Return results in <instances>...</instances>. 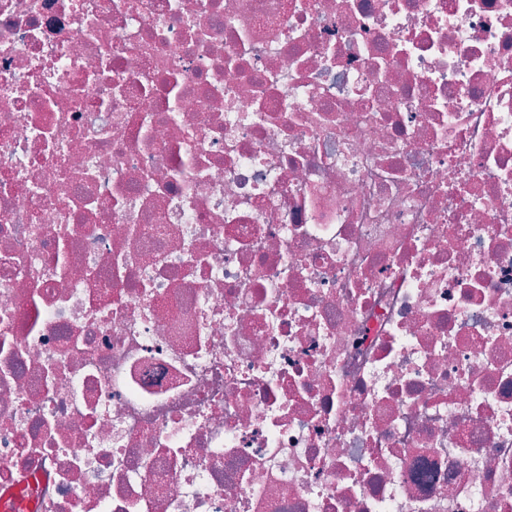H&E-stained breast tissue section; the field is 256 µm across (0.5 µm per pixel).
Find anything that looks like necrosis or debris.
<instances>
[{
  "instance_id": "1",
  "label": "necrosis or debris",
  "mask_w": 512,
  "mask_h": 512,
  "mask_svg": "<svg viewBox=\"0 0 512 512\" xmlns=\"http://www.w3.org/2000/svg\"><path fill=\"white\" fill-rule=\"evenodd\" d=\"M512 512V0H0V492Z\"/></svg>"
}]
</instances>
